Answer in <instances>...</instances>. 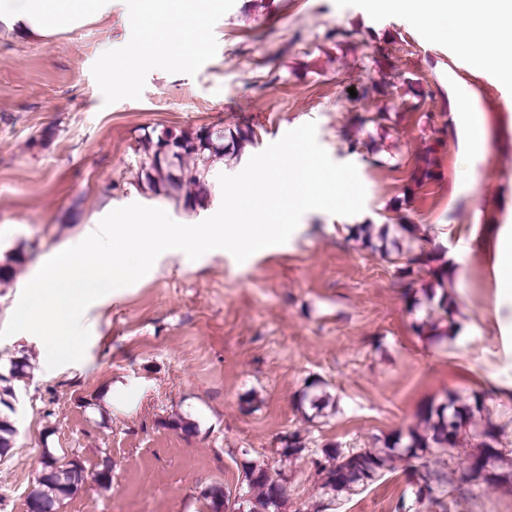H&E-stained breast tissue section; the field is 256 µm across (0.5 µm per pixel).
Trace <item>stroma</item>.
I'll use <instances>...</instances> for the list:
<instances>
[{"label":"stroma","instance_id":"35a3bbf8","mask_svg":"<svg viewBox=\"0 0 512 512\" xmlns=\"http://www.w3.org/2000/svg\"><path fill=\"white\" fill-rule=\"evenodd\" d=\"M159 33L144 30L142 57L128 64L133 35L126 7L90 16L44 39L0 25V328L33 267L74 246L85 225L140 203L196 224L219 209L220 185L195 209L148 188L139 139L145 130L249 124L255 136L215 165L241 172L251 156L313 121L338 163L356 165L363 211L305 213L281 245L244 262L228 251L181 263L157 258L147 275L86 310L91 333L81 361L48 368L44 343L20 333L0 339V371L25 359L14 447L0 459V512H27L47 448L78 458L86 478L58 512H210L214 484L244 493L250 462L286 468L280 512L323 501L307 460L283 464L279 439L297 431L307 447L380 448L448 395L480 392L486 367L512 373V357L488 336L481 312L493 305L481 259L449 272L456 333H419L428 305L405 291L404 259L383 254L384 225L413 224L441 255L475 224L512 213V111L494 72L468 68L464 53L437 39L393 0H213L204 48L181 55L196 19L173 0ZM341 26L351 38L327 32ZM376 85L370 98L350 88ZM475 94L493 138L484 160L463 158V120L449 87ZM385 112L383 125L354 128V113ZM440 180L411 188L419 156L435 138ZM359 141L351 151V141ZM371 225L373 238L356 232ZM23 263H11L14 254ZM314 389L327 403L307 417L299 399ZM112 482L92 479L103 460ZM411 486L388 471L329 512H392ZM448 512H512V485L454 483Z\"/></svg>","mask_w":512,"mask_h":512}]
</instances>
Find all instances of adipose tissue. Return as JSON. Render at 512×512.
Returning <instances> with one entry per match:
<instances>
[{"label": "adipose tissue", "mask_w": 512, "mask_h": 512, "mask_svg": "<svg viewBox=\"0 0 512 512\" xmlns=\"http://www.w3.org/2000/svg\"><path fill=\"white\" fill-rule=\"evenodd\" d=\"M114 2L72 0L71 5L65 6L60 0H0V23L16 30L21 37L42 38L74 26L87 14L111 12ZM399 4L415 21L428 25L437 39L453 41L466 54L472 71L494 70L500 83L512 85V63L499 62L473 35L475 26H496L499 13H485L478 23L472 24L461 19L458 12L436 7L434 0H399ZM455 109L466 124V156L472 160L485 157L489 137L472 94L458 93ZM474 250L478 251L495 289V304L482 320L497 329L502 342L512 345V225L473 226L466 244L450 255L449 261L464 263Z\"/></svg>", "instance_id": "1"}]
</instances>
